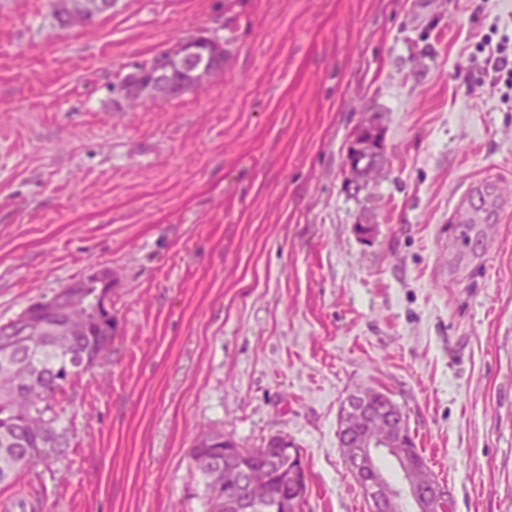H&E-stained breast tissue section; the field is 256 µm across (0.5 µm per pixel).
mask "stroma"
I'll use <instances>...</instances> for the list:
<instances>
[{"mask_svg": "<svg viewBox=\"0 0 512 512\" xmlns=\"http://www.w3.org/2000/svg\"><path fill=\"white\" fill-rule=\"evenodd\" d=\"M224 76L133 112L115 83L199 31ZM512 0H118L57 28L0 0V324L98 268L108 362L55 407L65 461L0 512H204L189 449L288 436L302 512H368L337 438L404 410L451 512H512ZM380 113V175L348 185ZM371 227L361 236L357 227Z\"/></svg>", "mask_w": 512, "mask_h": 512, "instance_id": "35a3bbf8", "label": "stroma"}]
</instances>
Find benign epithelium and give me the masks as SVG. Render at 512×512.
Returning a JSON list of instances; mask_svg holds the SVG:
<instances>
[{
  "label": "benign epithelium",
  "mask_w": 512,
  "mask_h": 512,
  "mask_svg": "<svg viewBox=\"0 0 512 512\" xmlns=\"http://www.w3.org/2000/svg\"><path fill=\"white\" fill-rule=\"evenodd\" d=\"M114 4L115 0H51L63 30L95 24L112 12ZM222 50V43L203 33L178 39L157 53L147 70L133 71L118 83L119 101L130 108L201 90L224 75ZM384 160L382 123L368 117L359 124L347 149L345 166L349 179L365 180L382 169ZM345 407L347 440L356 455L353 470L357 477L378 473L376 458L381 451L390 453L404 474L401 491L378 481L374 490L382 492V496L370 499L372 509L395 512L405 494L413 501L415 512H437L444 488L427 465L410 458L412 435L407 430L405 412L394 405L374 404L364 393ZM224 507L234 512H259L264 500L255 497L252 485L245 482L234 495L224 497Z\"/></svg>",
  "instance_id": "7a95c632"
}]
</instances>
